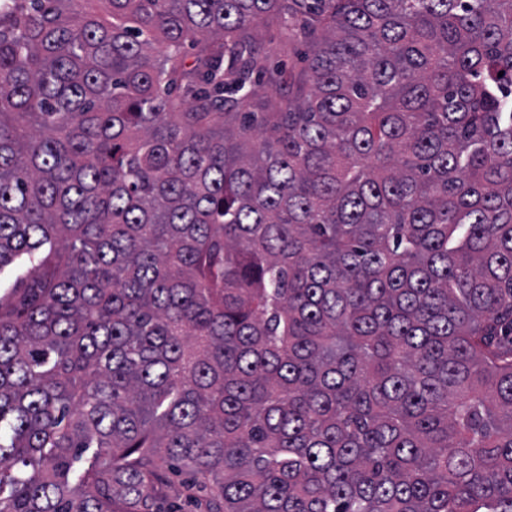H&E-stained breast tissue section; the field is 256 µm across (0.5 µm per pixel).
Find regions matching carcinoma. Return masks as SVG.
I'll list each match as a JSON object with an SVG mask.
<instances>
[{
  "mask_svg": "<svg viewBox=\"0 0 512 512\" xmlns=\"http://www.w3.org/2000/svg\"><path fill=\"white\" fill-rule=\"evenodd\" d=\"M78 2L0 0V512H512V0ZM297 29L288 32V51L279 50L280 42L285 39L282 30L275 25L262 29L263 44L271 57L274 66L284 64L288 72L298 74L307 66L306 56L309 54V39ZM253 90L252 97L244 107L246 112H262L265 107L275 105L280 99L278 86L272 83L268 77L257 81ZM190 476L171 474L168 477L167 503L165 510L202 512L196 507L195 499H204L206 493L191 485Z\"/></svg>",
  "mask_w": 512,
  "mask_h": 512,
  "instance_id": "carcinoma-1",
  "label": "carcinoma"
}]
</instances>
